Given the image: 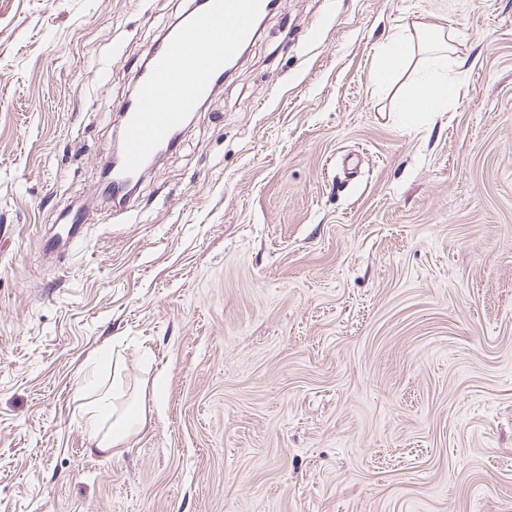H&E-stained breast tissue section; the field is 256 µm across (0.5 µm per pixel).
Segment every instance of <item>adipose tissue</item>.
Returning a JSON list of instances; mask_svg holds the SVG:
<instances>
[{"label": "adipose tissue", "instance_id": "1", "mask_svg": "<svg viewBox=\"0 0 512 512\" xmlns=\"http://www.w3.org/2000/svg\"><path fill=\"white\" fill-rule=\"evenodd\" d=\"M417 57L426 64L433 79L427 93L405 94L401 109L413 119L421 113L446 107L457 90L440 79V72L450 63L460 68L468 64L467 58L455 55L449 35L422 25L417 28L415 37L397 35L385 45L370 72L371 84L380 89L400 81L408 65ZM82 408L90 428L89 440L101 454L119 447L132 433L142 430L146 421L144 414H134L129 408L117 406L113 392L105 387L97 388L94 397L83 403ZM104 416L112 420L111 430L105 433L97 428L99 419Z\"/></svg>", "mask_w": 512, "mask_h": 512}]
</instances>
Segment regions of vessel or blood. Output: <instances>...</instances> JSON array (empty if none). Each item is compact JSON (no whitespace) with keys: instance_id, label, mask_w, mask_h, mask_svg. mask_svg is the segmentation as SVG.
<instances>
[{"instance_id":"obj_1","label":"vessel or blood","mask_w":512,"mask_h":512,"mask_svg":"<svg viewBox=\"0 0 512 512\" xmlns=\"http://www.w3.org/2000/svg\"><path fill=\"white\" fill-rule=\"evenodd\" d=\"M269 0H205L168 28L134 93L120 107L123 164L112 174L113 187L136 175L165 146L186 118L201 108L225 68L235 62L257 33ZM79 213L44 243L55 250L76 234Z\"/></svg>"}]
</instances>
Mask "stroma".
Masks as SVG:
<instances>
[{
	"label": "stroma",
	"instance_id": "35a3bbf8",
	"mask_svg": "<svg viewBox=\"0 0 512 512\" xmlns=\"http://www.w3.org/2000/svg\"><path fill=\"white\" fill-rule=\"evenodd\" d=\"M191 5L0 0V512H512V0H280L112 215ZM418 22L476 64L412 124L369 75ZM96 384L150 405L111 457ZM63 223L59 225L58 229L51 236L45 239V251H54L60 245L70 241L76 234L79 227L78 224H81V216L77 211L70 212L65 216Z\"/></svg>",
	"mask_w": 512,
	"mask_h": 512
}]
</instances>
